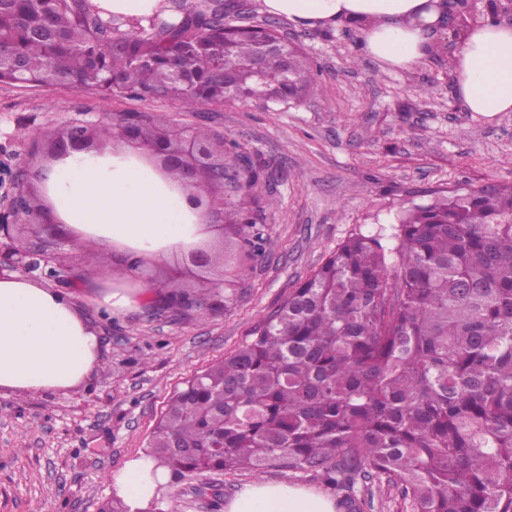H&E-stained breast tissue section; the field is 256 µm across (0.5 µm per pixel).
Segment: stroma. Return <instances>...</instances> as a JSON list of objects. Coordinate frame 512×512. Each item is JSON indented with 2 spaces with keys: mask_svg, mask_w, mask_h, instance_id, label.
<instances>
[{
  "mask_svg": "<svg viewBox=\"0 0 512 512\" xmlns=\"http://www.w3.org/2000/svg\"><path fill=\"white\" fill-rule=\"evenodd\" d=\"M314 61L317 95L262 106L213 104L191 112L170 98L137 99L64 87L0 84V165L35 171L58 130L142 115L146 127L204 131L231 144L227 163L248 156L260 172L252 191L264 256L234 279L231 300L196 310L150 311L148 303L108 317L70 285L85 266L80 250L58 253L51 287L72 294L111 334L98 372L67 394L0 396V512H100L112 474L144 453L166 399L209 363L249 339L277 307L347 238L389 224L401 207L451 190L512 184V112L485 118L453 97L448 62L456 50L428 56L411 71L382 70L366 58L355 28L326 32L281 20ZM356 59L347 67V59ZM433 87L418 95L420 84ZM274 207H265L267 197ZM330 490L314 473L269 469L206 472L172 485L162 512H227L256 480ZM214 486L196 493L198 483Z\"/></svg>",
  "mask_w": 512,
  "mask_h": 512,
  "instance_id": "stroma-1",
  "label": "stroma"
}]
</instances>
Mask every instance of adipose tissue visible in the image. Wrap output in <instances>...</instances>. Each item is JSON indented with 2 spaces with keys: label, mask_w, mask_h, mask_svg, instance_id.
I'll return each mask as SVG.
<instances>
[{
  "label": "adipose tissue",
  "mask_w": 512,
  "mask_h": 512,
  "mask_svg": "<svg viewBox=\"0 0 512 512\" xmlns=\"http://www.w3.org/2000/svg\"><path fill=\"white\" fill-rule=\"evenodd\" d=\"M102 18L148 25L170 14L168 0H91ZM262 13L299 27L356 24L362 52L389 70L408 71L427 57L429 35L444 29V0H259ZM454 98L491 118L512 112V25L481 22L454 53ZM143 146L102 152L72 149L53 158L40 186L49 214L81 243L133 251L157 264L217 234L204 210L189 205V189L145 164ZM95 323L69 294L15 273L0 274V395L67 393L100 366ZM169 474L146 456L129 459L112 487L132 512L155 498ZM228 512H335L308 489L258 481L245 486Z\"/></svg>",
  "instance_id": "obj_1"
}]
</instances>
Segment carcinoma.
Listing matches in <instances>:
<instances>
[{
  "label": "carcinoma",
  "instance_id": "1",
  "mask_svg": "<svg viewBox=\"0 0 512 512\" xmlns=\"http://www.w3.org/2000/svg\"><path fill=\"white\" fill-rule=\"evenodd\" d=\"M136 32L89 2L0 0V81L179 100L272 102L318 92L302 48L180 0ZM264 55V81L247 64ZM236 77L232 89L219 64ZM235 234L254 209L224 212ZM214 277L196 290L205 311ZM147 455L184 480L206 471H313L362 512L386 480L410 512H512V185L402 210L358 233L224 360L172 394Z\"/></svg>",
  "mask_w": 512,
  "mask_h": 512
}]
</instances>
